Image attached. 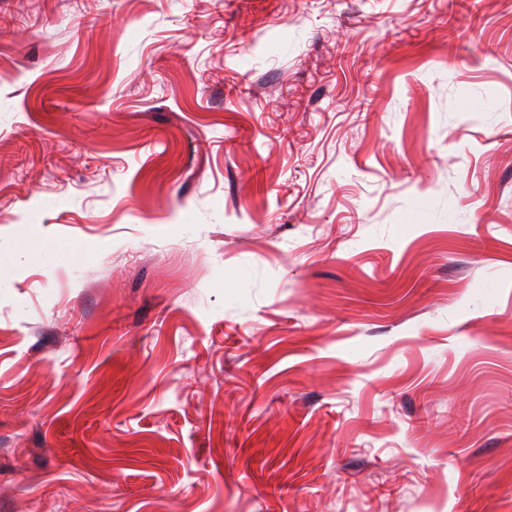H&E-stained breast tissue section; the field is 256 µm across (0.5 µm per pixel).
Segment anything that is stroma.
<instances>
[{
    "label": "stroma",
    "instance_id": "stroma-1",
    "mask_svg": "<svg viewBox=\"0 0 512 512\" xmlns=\"http://www.w3.org/2000/svg\"><path fill=\"white\" fill-rule=\"evenodd\" d=\"M0 512H512V0H0Z\"/></svg>",
    "mask_w": 512,
    "mask_h": 512
}]
</instances>
